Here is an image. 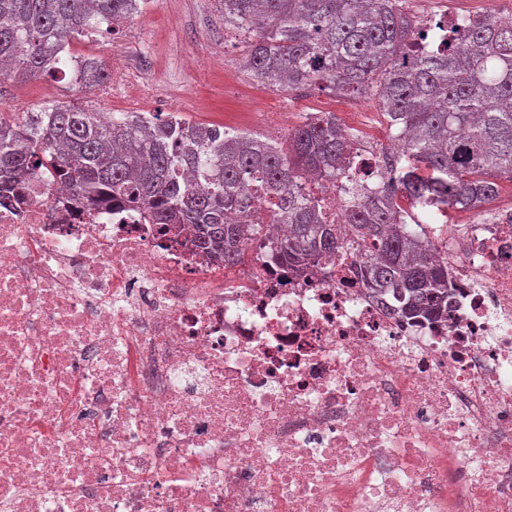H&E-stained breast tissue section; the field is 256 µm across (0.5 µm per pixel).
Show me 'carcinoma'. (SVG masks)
Segmentation results:
<instances>
[{
	"mask_svg": "<svg viewBox=\"0 0 512 512\" xmlns=\"http://www.w3.org/2000/svg\"><path fill=\"white\" fill-rule=\"evenodd\" d=\"M142 0H0V81L70 65V39L115 30ZM224 28L247 39L257 81L294 91L376 100L396 146L375 151L365 184L360 134L334 112H311L288 147L257 133L192 124L176 112H87L53 105L0 114V207L26 197L35 175L94 210L122 198L153 224H183L197 249L232 267L270 241L293 270L359 253L363 284L404 292L408 316L448 313V255L415 210L448 225L484 208L512 182V20H429L425 36L403 0H219ZM81 81L108 76L81 63ZM350 184L343 224L327 216L311 180ZM263 211L270 225L246 224Z\"/></svg>",
	"mask_w": 512,
	"mask_h": 512,
	"instance_id": "cac0c4a2",
	"label": "carcinoma"
}]
</instances>
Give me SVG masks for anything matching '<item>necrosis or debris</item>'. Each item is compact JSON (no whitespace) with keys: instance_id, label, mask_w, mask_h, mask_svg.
<instances>
[{"instance_id":"1","label":"necrosis or debris","mask_w":512,"mask_h":512,"mask_svg":"<svg viewBox=\"0 0 512 512\" xmlns=\"http://www.w3.org/2000/svg\"><path fill=\"white\" fill-rule=\"evenodd\" d=\"M248 252L0 207V512H512V213L449 225L440 319Z\"/></svg>"}]
</instances>
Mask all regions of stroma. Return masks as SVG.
<instances>
[{
  "mask_svg": "<svg viewBox=\"0 0 512 512\" xmlns=\"http://www.w3.org/2000/svg\"><path fill=\"white\" fill-rule=\"evenodd\" d=\"M80 59L111 63L119 58L138 72L142 112H177L194 124L266 133L289 113L298 126L310 112L336 113L341 123L366 138L387 142L389 131L374 100L338 99L308 91H286L258 83L243 67L246 43L224 28L214 0H148L141 12L113 31L70 40ZM86 94L71 75H41L0 82V112H38L57 103L90 112H122L128 87L111 81Z\"/></svg>",
  "mask_w": 512,
  "mask_h": 512,
  "instance_id": "35a3bbf8",
  "label": "stroma"
}]
</instances>
